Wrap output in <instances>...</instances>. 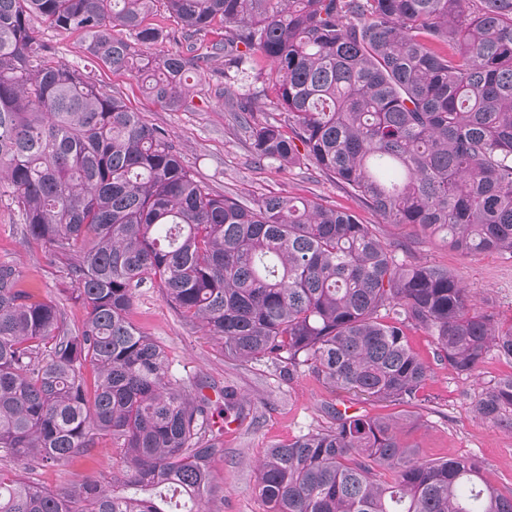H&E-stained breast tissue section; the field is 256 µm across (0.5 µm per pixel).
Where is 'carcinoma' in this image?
<instances>
[{
  "label": "carcinoma",
  "mask_w": 512,
  "mask_h": 512,
  "mask_svg": "<svg viewBox=\"0 0 512 512\" xmlns=\"http://www.w3.org/2000/svg\"><path fill=\"white\" fill-rule=\"evenodd\" d=\"M0 0V184L26 242L66 265L80 326L0 262V458L74 462L112 443V484L51 490L0 470V512H207L224 430L204 393L171 378L162 346L130 319L156 281L224 354L305 367L337 388L411 404L430 377L406 330L459 374L512 361V323L481 311L446 267L398 258L348 210L305 197L213 195L178 144L57 58L40 20L188 110L191 74L219 58L252 155L312 162L387 224L460 255L512 256V0ZM221 25V37H204ZM163 41L186 45L162 54ZM288 126L251 120V85ZM221 414L244 420L229 388ZM474 413L512 430V373ZM334 426L269 448L268 512H512L468 458L422 461L399 415L333 409Z\"/></svg>",
  "instance_id": "carcinoma-1"
}]
</instances>
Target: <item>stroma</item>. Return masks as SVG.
I'll list each match as a JSON object with an SVG mask.
<instances>
[{
    "label": "stroma",
    "instance_id": "1",
    "mask_svg": "<svg viewBox=\"0 0 512 512\" xmlns=\"http://www.w3.org/2000/svg\"><path fill=\"white\" fill-rule=\"evenodd\" d=\"M52 40L60 60L78 67L107 91L120 95L134 111L165 128L179 145L184 162L217 194L241 199L257 195H298L357 212L375 225L392 244L407 245L408 262L438 265L458 274L478 306L502 320L512 319V256H462L437 242L410 237L407 229L386 224L331 178L308 163L278 170L255 163L249 143L223 99L197 101L191 112H172L153 101L141 83L128 74H115L102 62H87L79 34L59 35L41 28ZM15 264L42 295L57 298L67 290L59 263L47 248L28 245L19 216L8 199H0V262ZM131 318L145 335L164 347L172 374L185 384L203 379L221 389H234L248 405L244 421L224 431V456L213 464L221 500L211 512H267L257 490V464L267 448L283 445L311 431L331 426L328 407L356 414H402L407 418L404 439L418 447L423 460L472 458L482 462L485 478L502 494L512 493V433L498 429L472 410L477 396L493 380L512 372V361L489 354L482 368L466 376L433 361L432 338L424 330H409L415 351L431 361V376L418 401L406 405L365 399L318 381L308 370L288 373L266 362H242L225 356L217 341L199 326L181 320L158 288H138ZM33 483L66 487L83 477L103 479L112 474L110 443L99 444L72 467L47 466L23 470Z\"/></svg>",
    "mask_w": 512,
    "mask_h": 512
}]
</instances>
